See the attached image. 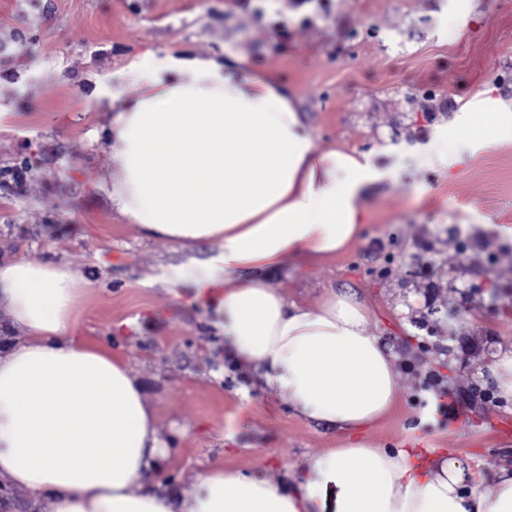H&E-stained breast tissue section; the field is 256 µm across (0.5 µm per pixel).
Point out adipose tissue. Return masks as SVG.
I'll use <instances>...</instances> for the list:
<instances>
[{
    "label": "adipose tissue",
    "mask_w": 512,
    "mask_h": 512,
    "mask_svg": "<svg viewBox=\"0 0 512 512\" xmlns=\"http://www.w3.org/2000/svg\"><path fill=\"white\" fill-rule=\"evenodd\" d=\"M131 70L148 88L105 129L122 171L113 207L175 244L223 242L196 283L223 272L225 338L295 415L336 427L343 442L297 482L214 467L194 475L189 495L163 494L155 411L111 344L73 334L85 283L17 257L0 262V301L24 335L0 353V482L51 496L57 512H512V468L470 492L447 460L363 438L400 390L393 355L366 332L365 306L331 291L298 307L263 278L286 256L315 265L359 242L382 178L370 155L316 153L279 81L245 55L149 53ZM477 98L470 135L512 145V113L497 110L490 89Z\"/></svg>",
    "instance_id": "obj_1"
}]
</instances>
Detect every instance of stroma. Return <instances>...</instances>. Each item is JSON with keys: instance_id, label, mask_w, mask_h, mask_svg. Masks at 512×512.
Returning a JSON list of instances; mask_svg holds the SVG:
<instances>
[{"instance_id": "obj_1", "label": "stroma", "mask_w": 512, "mask_h": 512, "mask_svg": "<svg viewBox=\"0 0 512 512\" xmlns=\"http://www.w3.org/2000/svg\"><path fill=\"white\" fill-rule=\"evenodd\" d=\"M150 49L245 54L292 93L316 152L373 155L384 177L361 241L313 268L285 258L268 283L302 306L333 288L368 308L400 373L373 447L431 448L485 478L512 466V400L465 395L493 385L512 346V147L433 140L481 87L512 106V0H275L264 15L255 0H0V261L62 264L88 284L75 333L111 343L141 383L165 493L189 494L217 463L290 483L341 435L234 361L216 289L194 286L222 242L148 237L105 192L121 177L104 133L121 104L99 91L137 95L128 67ZM470 269L490 287L469 288ZM450 332L467 361L452 384Z\"/></svg>"}]
</instances>
